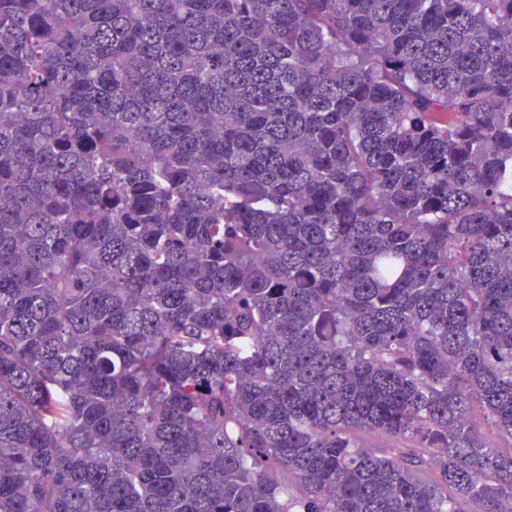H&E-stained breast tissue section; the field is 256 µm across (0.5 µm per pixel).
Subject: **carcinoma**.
<instances>
[{
	"instance_id": "obj_1",
	"label": "carcinoma",
	"mask_w": 512,
	"mask_h": 512,
	"mask_svg": "<svg viewBox=\"0 0 512 512\" xmlns=\"http://www.w3.org/2000/svg\"><path fill=\"white\" fill-rule=\"evenodd\" d=\"M476 405L512 0H0V512H512Z\"/></svg>"
}]
</instances>
